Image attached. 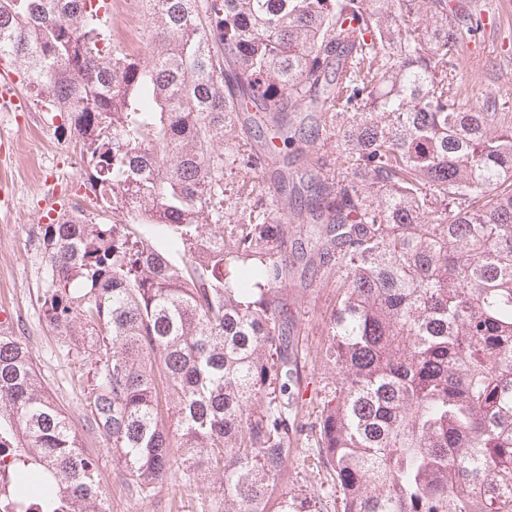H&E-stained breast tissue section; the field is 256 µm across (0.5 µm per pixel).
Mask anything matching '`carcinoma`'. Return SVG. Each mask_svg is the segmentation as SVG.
<instances>
[{
  "label": "carcinoma",
  "mask_w": 512,
  "mask_h": 512,
  "mask_svg": "<svg viewBox=\"0 0 512 512\" xmlns=\"http://www.w3.org/2000/svg\"><path fill=\"white\" fill-rule=\"evenodd\" d=\"M153 47H99L93 0H0V61L66 115L86 189L39 226L40 297L91 354L89 429L149 500L175 478L222 512H323L283 485L309 440L340 512H512V114L466 111L472 32L448 0H146ZM270 123L256 170L336 139L300 173L303 223L227 224L224 153ZM336 267L321 361L336 387L301 420L284 290L306 253ZM182 253L181 261L172 259ZM0 512H107L96 459L20 337L0 332ZM299 148L301 150L299 152L302 153L298 162L300 165L308 161L318 160L319 162H325L327 166L331 167V172L333 170L336 172L341 171V168H343L341 161L343 158H339L336 161V157L339 156L336 139L326 140L321 138L314 143L299 144Z\"/></svg>",
  "instance_id": "carcinoma-1"
}]
</instances>
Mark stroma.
I'll use <instances>...</instances> for the list:
<instances>
[{
    "mask_svg": "<svg viewBox=\"0 0 512 512\" xmlns=\"http://www.w3.org/2000/svg\"><path fill=\"white\" fill-rule=\"evenodd\" d=\"M452 2L465 6L475 17L484 10L497 15L495 26L476 24L471 48L457 59L461 105L512 113V0ZM104 19L100 33L110 49L146 50L150 22L145 0H110ZM1 79L12 83L24 102L27 123L18 125L14 112L0 111V193H8L12 200L10 207L0 206V310H9L12 332L26 344L53 400L71 418L85 449L96 458L111 512H217V500L198 498L171 483L147 501L128 495L116 477L111 451L86 427L88 365L82 358L68 355L64 337L42 318L40 296L47 282V262L37 233L39 225L57 217L61 209L60 204L42 199L46 186L56 182L72 186V200L80 202L91 218L100 220L104 214L100 201L83 186L80 152L62 130L61 117L44 110L20 71L1 64ZM260 149V132L255 127L224 144V213L232 223L261 222V215L250 212L251 188L262 189L270 197L277 193L274 163H266L256 172L245 171L238 163L239 157ZM287 294L296 322L291 336L309 354L306 374L311 387L331 390L336 374L321 364L319 353L336 306L335 282L318 270L290 280ZM288 487L320 497L327 512H332L334 499L312 448L302 447L290 457Z\"/></svg>",
    "mask_w": 512,
    "mask_h": 512,
    "instance_id": "obj_1",
    "label": "stroma"
}]
</instances>
